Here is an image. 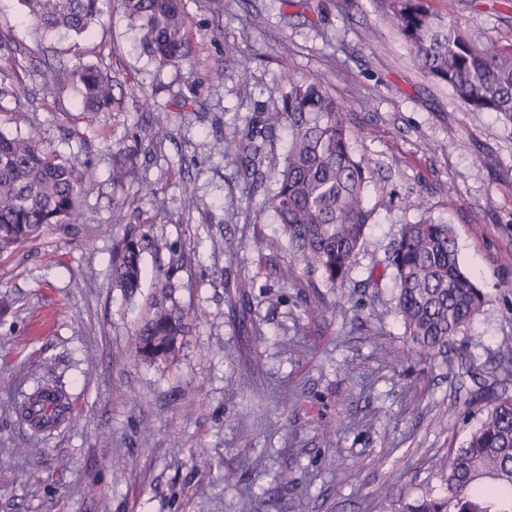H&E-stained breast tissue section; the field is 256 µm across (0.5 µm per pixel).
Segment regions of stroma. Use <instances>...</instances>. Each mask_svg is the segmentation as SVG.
Segmentation results:
<instances>
[{
    "label": "stroma",
    "instance_id": "obj_1",
    "mask_svg": "<svg viewBox=\"0 0 512 512\" xmlns=\"http://www.w3.org/2000/svg\"><path fill=\"white\" fill-rule=\"evenodd\" d=\"M221 2L183 0L192 53L161 64L118 0L82 38L37 30L20 0H0L28 88L0 93V132L35 133L95 170L85 223L51 225L0 259V294L14 300L0 311V512H391L440 485L441 457L475 423L465 401L512 348V124L420 73L373 0L348 17L337 0ZM433 7L478 41L512 40V0ZM56 57L105 60L121 105L87 125L76 92L42 78ZM287 71L323 77L371 162L372 221L343 288L288 247L262 249L280 235L264 205L275 180L248 191L216 146L280 102ZM119 152L137 175L116 186ZM123 200L152 240L131 296L112 285ZM232 209L238 221L225 223ZM420 220L452 226L487 295L447 364L431 367L409 351L383 264L401 226ZM165 270L189 331L174 363H150L133 332ZM240 275L253 283L243 297L226 285ZM318 299L335 315L308 319ZM43 380L63 385L71 413L35 440L15 404Z\"/></svg>",
    "mask_w": 512,
    "mask_h": 512
}]
</instances>
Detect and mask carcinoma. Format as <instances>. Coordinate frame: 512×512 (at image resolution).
Returning <instances> with one entry per match:
<instances>
[{
  "mask_svg": "<svg viewBox=\"0 0 512 512\" xmlns=\"http://www.w3.org/2000/svg\"><path fill=\"white\" fill-rule=\"evenodd\" d=\"M37 29L64 30L79 38L99 23L101 0H19ZM142 32L146 53L161 64L188 57L182 0H119ZM384 20L408 45L426 77L445 85L474 112H492L512 123V42L480 43L453 19L434 11L431 0H374ZM19 49L0 31V80L20 98L26 88L15 73ZM47 84L79 88L83 112L96 115L115 103L106 68L76 60L45 71ZM288 91L270 111L247 120L227 148L234 152L233 179L263 183L270 164L267 144L287 126L288 148L274 170L276 190L267 207L288 245L307 270L322 271L333 286L349 278L372 218L364 200L369 163L352 152L347 106L317 75H281ZM95 176L88 161L63 162L34 135L0 133V256L36 239L51 224H80L85 187ZM148 235L134 225L112 247V283L128 295L140 288L141 255ZM398 284L396 306L419 361L448 362L460 329L482 310L486 295L461 270L456 241L446 224H405L384 258ZM171 271L158 288L135 333L134 352L149 360L172 359L187 332L186 316L172 302ZM493 381L480 393V418L461 446L448 449L439 470L441 487L428 488L396 512H512V350L502 352ZM19 415L34 435L67 420L68 395L43 385L25 396Z\"/></svg>",
  "mask_w": 512,
  "mask_h": 512,
  "instance_id": "cac0c4a2",
  "label": "carcinoma"
}]
</instances>
